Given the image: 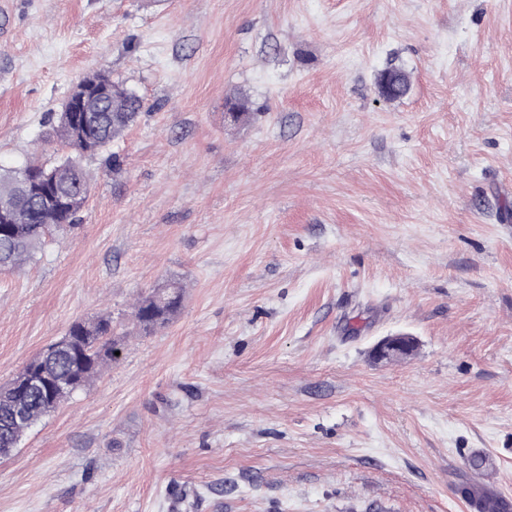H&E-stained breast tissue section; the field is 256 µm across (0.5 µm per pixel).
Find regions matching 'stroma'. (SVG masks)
I'll list each match as a JSON object with an SVG mask.
<instances>
[{"instance_id":"35a3bbf8","label":"stroma","mask_w":512,"mask_h":512,"mask_svg":"<svg viewBox=\"0 0 512 512\" xmlns=\"http://www.w3.org/2000/svg\"><path fill=\"white\" fill-rule=\"evenodd\" d=\"M96 71L144 109L0 272V385L101 315L121 355L0 459V512H468L475 456L512 495V0H0V168L66 155ZM182 304L179 286L162 290H153L142 296L136 303L134 318L144 334H149L155 327L163 325L178 312ZM415 345L411 336H390L383 340L375 349V356L379 360L390 358L394 353H408Z\"/></svg>"}]
</instances>
